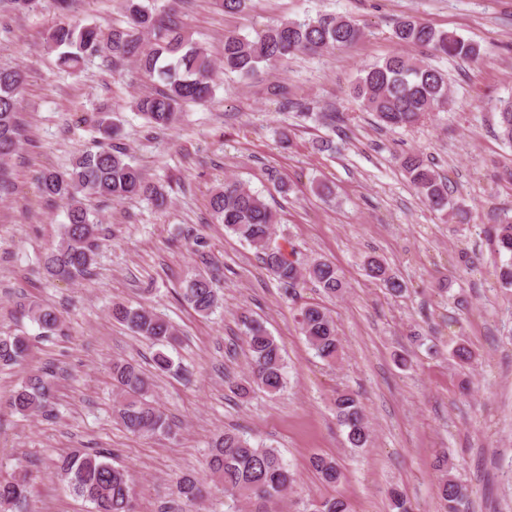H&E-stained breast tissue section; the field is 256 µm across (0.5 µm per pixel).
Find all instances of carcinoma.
<instances>
[{
    "label": "carcinoma",
    "instance_id": "1",
    "mask_svg": "<svg viewBox=\"0 0 512 512\" xmlns=\"http://www.w3.org/2000/svg\"><path fill=\"white\" fill-rule=\"evenodd\" d=\"M39 4L40 0H0V11L34 12ZM121 7L124 23L112 26L107 32L80 24L51 28L45 50L48 54L57 53V66L66 69H77L88 57L96 55L112 57L115 71L129 62L135 64L141 73L156 82V88L137 97L133 109L155 129L174 126L188 104L208 103L221 72L248 77L262 64H274L299 53L317 54L349 47L363 36L357 22L332 13L304 20H284L262 30L253 39L234 32L224 34V53L217 62L206 46L193 41L175 21L162 22L150 0H122ZM393 37L402 45L423 47L453 59L474 61L481 56L479 44L411 20L397 22ZM23 81L22 71L0 68V177L22 137L18 94ZM350 94L387 129L411 127L447 109L449 103L448 78L407 54L388 56L363 69ZM498 115L499 137L511 145L512 98L502 101ZM98 127L109 143L81 156L70 170H47L37 177L38 189L45 200L66 207L67 223L63 224L57 244L43 259V269L53 279L76 281L93 271L99 229L91 219L90 201L118 203L140 197L158 207L166 204L162 187L147 181L129 162L122 143L110 142L116 134V125L102 118ZM402 167L429 208L438 212L448 209V179L433 165L418 155H410L403 159ZM209 206L226 232L255 250L264 269L286 294H295L296 288L306 281L318 284L329 295L343 292L345 283L333 262L302 263L290 258L284 246L273 243L277 214L261 193L237 179H226L212 193ZM494 237L498 254L505 257L498 267L499 281L503 287L512 288V217L495 225ZM364 267L367 275L382 281L390 294L404 292L402 283L388 274L379 258L367 257ZM181 298L197 313L213 314L223 304L219 275L214 272L194 275L181 288ZM20 313L47 335L60 328V318L50 307L22 303ZM112 319L157 347L152 356L155 373L173 370L174 360L167 347L174 340L176 329L163 314L143 305L116 303L112 305ZM241 322L248 376L240 390L257 389L269 394L282 391L287 376L278 342L258 320L243 315ZM297 324L317 357L327 362L339 358L341 344L336 324L324 307L314 303L301 305ZM29 349L25 336H0V365L23 361ZM52 376L51 370L29 376L11 394L10 407L24 417L47 413ZM112 379L118 390L113 400V416L127 431L143 436L173 432V424L152 393L150 377L140 365L114 361ZM334 407L349 445L366 447L371 434L357 398L350 392H339ZM311 466L327 484L336 486L343 480L342 471L331 458L316 456ZM206 468L208 480L221 487L224 499L247 507L249 512H279V503L295 482L294 474L277 449L255 445L245 433L235 429L212 440ZM436 470V496L442 512H460L467 499V487L451 475L446 456L437 458ZM57 472L75 496L92 505V512H135L132 475L128 469L112 464L111 453L94 451L64 456L57 463ZM204 483L205 480L193 474L182 475L176 482V506L168 512H188V508L198 505L204 497ZM30 491L28 475H0V512H14L27 500ZM301 512L352 510L347 498L335 495L312 501Z\"/></svg>",
    "mask_w": 512,
    "mask_h": 512
}]
</instances>
